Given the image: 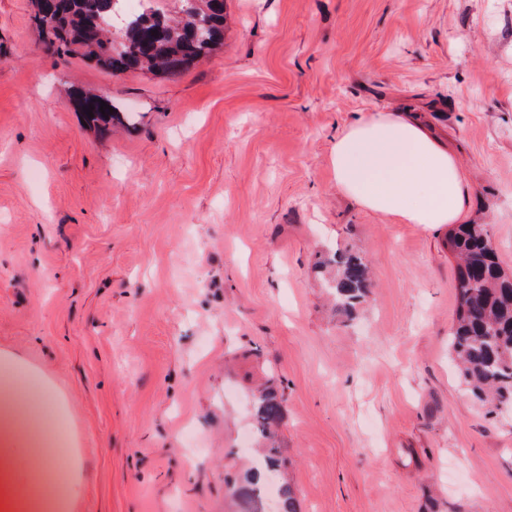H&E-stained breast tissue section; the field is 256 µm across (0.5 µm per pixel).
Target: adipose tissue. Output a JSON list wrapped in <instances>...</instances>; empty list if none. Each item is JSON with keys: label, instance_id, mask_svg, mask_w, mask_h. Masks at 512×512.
Here are the masks:
<instances>
[{"label": "adipose tissue", "instance_id": "1", "mask_svg": "<svg viewBox=\"0 0 512 512\" xmlns=\"http://www.w3.org/2000/svg\"><path fill=\"white\" fill-rule=\"evenodd\" d=\"M337 187L359 206L408 224H454L463 208L455 158L406 112H381L348 127L332 150ZM64 419L53 385L34 367L0 355V512H54L63 472L74 454L48 446ZM29 457L27 481L16 476L18 457Z\"/></svg>", "mask_w": 512, "mask_h": 512}]
</instances>
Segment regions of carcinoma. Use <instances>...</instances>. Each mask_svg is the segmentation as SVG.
Returning a JSON list of instances; mask_svg holds the SVG:
<instances>
[{
    "mask_svg": "<svg viewBox=\"0 0 512 512\" xmlns=\"http://www.w3.org/2000/svg\"><path fill=\"white\" fill-rule=\"evenodd\" d=\"M148 2L146 9L125 17L121 0H32V22L47 48L91 61L114 76L148 72L175 77L224 45V0H178L173 14L166 0ZM103 100L86 90L72 98L86 125L106 132L116 112H100ZM448 249L458 258L449 344L460 380L479 400L512 409V274L502 268L486 224L471 221L452 228ZM326 266L336 306L352 311L367 288V264L356 254L336 253ZM282 410L283 396L277 391L266 385L256 390L255 430L268 441L262 462L266 471L279 466L274 437ZM232 496L237 512H267L256 472L245 476ZM278 512H297L296 492L288 484Z\"/></svg>",
    "mask_w": 512,
    "mask_h": 512,
    "instance_id": "obj_1",
    "label": "carcinoma"
}]
</instances>
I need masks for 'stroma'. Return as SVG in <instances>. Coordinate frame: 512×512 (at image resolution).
<instances>
[{
	"label": "stroma",
	"instance_id": "stroma-1",
	"mask_svg": "<svg viewBox=\"0 0 512 512\" xmlns=\"http://www.w3.org/2000/svg\"><path fill=\"white\" fill-rule=\"evenodd\" d=\"M31 12L0 0V352L69 401L71 512H234L262 376L299 512H512V411L451 362L448 226L359 207L330 162L410 112L511 271L512 0H226L223 47L172 78L58 57ZM338 250L370 268L350 316L318 271ZM101 101L112 107V112H109V109H105V114H102L100 112ZM72 102L77 112L81 113L86 125L96 128L101 132L109 130L110 125H112V119L117 114L115 107L108 99L91 91H77L72 98ZM89 106H92V109H89ZM89 110H92L93 118H90L87 114Z\"/></svg>",
	"mask_w": 512,
	"mask_h": 512
}]
</instances>
